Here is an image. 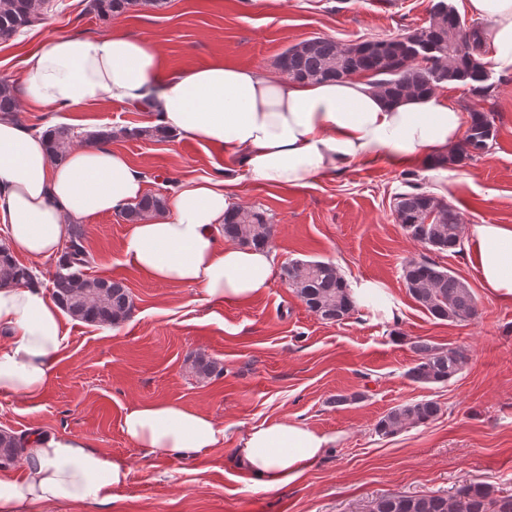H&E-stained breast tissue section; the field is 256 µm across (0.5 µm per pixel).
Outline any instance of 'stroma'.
<instances>
[{"mask_svg": "<svg viewBox=\"0 0 512 512\" xmlns=\"http://www.w3.org/2000/svg\"><path fill=\"white\" fill-rule=\"evenodd\" d=\"M432 0H165L102 21L89 0H55L45 23L0 41V75L19 85L24 63L44 41L100 36L120 29L140 36L161 57V76L223 61L275 69L278 56L303 40L325 36L349 44L396 36L427 19ZM494 90L480 106L495 115L497 138L477 160L448 166L436 182L422 164L358 161L303 188L274 189L247 178L233 185L239 204L265 209L277 232L276 267L296 260L333 262L345 279L383 283L400 303L387 324L353 313L326 323L281 279L260 298L239 304L199 302L196 289L163 284L127 263L121 244L130 224L104 214L81 226L94 262L89 276L123 281L133 299L116 326L68 319V341L43 397L0 395V430L68 433L108 457L129 462L126 484L108 506L68 512H369L390 493L451 496L462 482L512 495V304L483 288L467 254L426 252L396 224L395 194L407 177L453 205L463 224H512V75L492 73ZM15 120L36 132L68 125L78 134L115 130L112 147L145 176L149 193H170L182 180L214 175L233 161L189 139L124 136L145 127L148 112L121 104L74 112L19 108ZM429 256L472 288L479 315L468 322L433 319L409 294L403 263ZM462 350L467 363L447 384L420 386L406 375L415 341ZM202 354L220 376L192 370ZM339 394L355 402L336 405ZM438 402V417L393 434L376 433L390 408ZM172 401L209 414L224 441L200 458L150 454L122 430L133 406ZM299 421L335 443L294 482L258 484L239 464L238 444L252 427Z\"/></svg>", "mask_w": 512, "mask_h": 512, "instance_id": "stroma-1", "label": "stroma"}]
</instances>
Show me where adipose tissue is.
Segmentation results:
<instances>
[{
  "mask_svg": "<svg viewBox=\"0 0 512 512\" xmlns=\"http://www.w3.org/2000/svg\"><path fill=\"white\" fill-rule=\"evenodd\" d=\"M490 24L493 69L512 73V0H467ZM160 55L143 39L116 31L44 42L25 62L26 103L44 112L122 104L150 112L153 125L240 160L251 179L273 188L305 187L356 161L433 163L463 132L461 112L445 97L415 94L387 101L364 81L296 82L263 68L215 62L160 79ZM144 175L105 145L71 149L53 162L44 134L0 116V223L11 251L32 260L59 255L68 227L119 213L143 194ZM225 173L175 187L165 214L135 224L122 252L153 280L199 289L203 301L251 302L274 276L269 249L225 242V213L234 207ZM470 261L491 296L512 303V225L473 224L465 230ZM355 308L372 320L399 315L378 281H350ZM0 395L39 400L65 349L63 310L36 283L0 288ZM125 435L149 453L198 457L224 439L209 415L170 401L134 406ZM306 424L275 421L252 428L238 447L262 486H285L305 473L332 443ZM21 468L0 470V512H52L72 505H107L130 469L83 439L34 432Z\"/></svg>",
  "mask_w": 512,
  "mask_h": 512,
  "instance_id": "1",
  "label": "adipose tissue"
}]
</instances>
